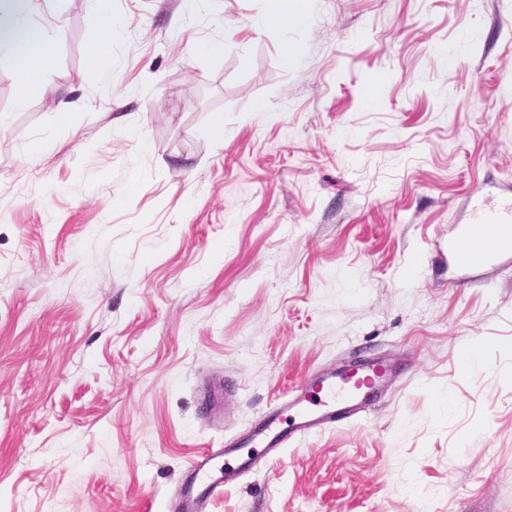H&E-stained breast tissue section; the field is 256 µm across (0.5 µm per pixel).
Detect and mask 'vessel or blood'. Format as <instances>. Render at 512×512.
Here are the masks:
<instances>
[{
	"instance_id": "b4317fda",
	"label": "vessel or blood",
	"mask_w": 512,
	"mask_h": 512,
	"mask_svg": "<svg viewBox=\"0 0 512 512\" xmlns=\"http://www.w3.org/2000/svg\"><path fill=\"white\" fill-rule=\"evenodd\" d=\"M448 257L460 271L512 259V199L495 204L476 201L468 220L456 225L448 241ZM390 375L387 365L375 362L359 373L318 378L317 401H310L302 394L292 395L256 425L250 443L269 451L284 448L338 419L364 411L371 394L388 383ZM287 413L292 419L290 427L285 429L281 422ZM226 454V449L210 448L190 457L176 500L179 512H204L207 502L221 496L237 472L251 468L252 459L248 456L241 457L237 468L219 467L218 459Z\"/></svg>"
}]
</instances>
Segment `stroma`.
Listing matches in <instances>:
<instances>
[{
	"mask_svg": "<svg viewBox=\"0 0 512 512\" xmlns=\"http://www.w3.org/2000/svg\"><path fill=\"white\" fill-rule=\"evenodd\" d=\"M266 8L111 0L101 69L94 0H34L25 100L0 51V512H170L215 435L372 359L361 417L206 512H512V262L448 266L467 195L512 186V0ZM263 23L268 27H281L288 23L300 24L306 17L301 0H270Z\"/></svg>",
	"mask_w": 512,
	"mask_h": 512,
	"instance_id": "stroma-1",
	"label": "stroma"
}]
</instances>
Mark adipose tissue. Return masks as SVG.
Masks as SVG:
<instances>
[{
    "instance_id": "adipose-tissue-1",
    "label": "adipose tissue",
    "mask_w": 512,
    "mask_h": 512,
    "mask_svg": "<svg viewBox=\"0 0 512 512\" xmlns=\"http://www.w3.org/2000/svg\"><path fill=\"white\" fill-rule=\"evenodd\" d=\"M44 43L45 35L40 26L13 14L8 0H0V48L14 54L21 98L39 96L44 92L37 76Z\"/></svg>"
}]
</instances>
